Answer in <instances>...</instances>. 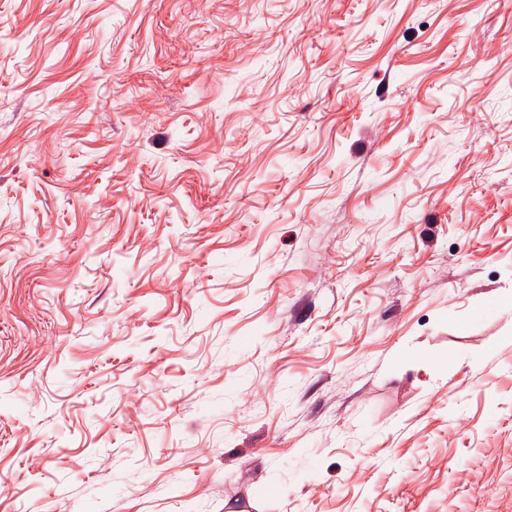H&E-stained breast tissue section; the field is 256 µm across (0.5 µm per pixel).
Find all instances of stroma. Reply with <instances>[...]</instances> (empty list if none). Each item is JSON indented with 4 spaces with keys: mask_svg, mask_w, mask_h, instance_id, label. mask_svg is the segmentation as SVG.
<instances>
[{
    "mask_svg": "<svg viewBox=\"0 0 512 512\" xmlns=\"http://www.w3.org/2000/svg\"><path fill=\"white\" fill-rule=\"evenodd\" d=\"M0 512H512V0H0Z\"/></svg>",
    "mask_w": 512,
    "mask_h": 512,
    "instance_id": "obj_1",
    "label": "stroma"
}]
</instances>
